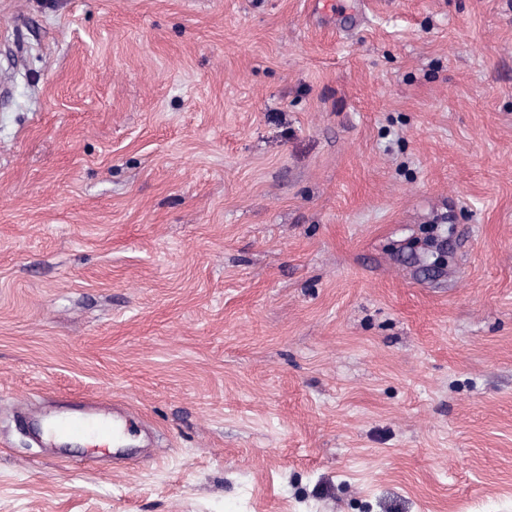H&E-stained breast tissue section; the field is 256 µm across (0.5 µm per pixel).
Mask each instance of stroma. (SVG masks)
Returning <instances> with one entry per match:
<instances>
[{
  "mask_svg": "<svg viewBox=\"0 0 512 512\" xmlns=\"http://www.w3.org/2000/svg\"><path fill=\"white\" fill-rule=\"evenodd\" d=\"M348 3L0 0V512H512V0ZM47 432L59 433L76 440H93L100 445H109L120 436L122 422L113 418L94 416H72L54 420Z\"/></svg>",
  "mask_w": 512,
  "mask_h": 512,
  "instance_id": "1",
  "label": "stroma"
}]
</instances>
